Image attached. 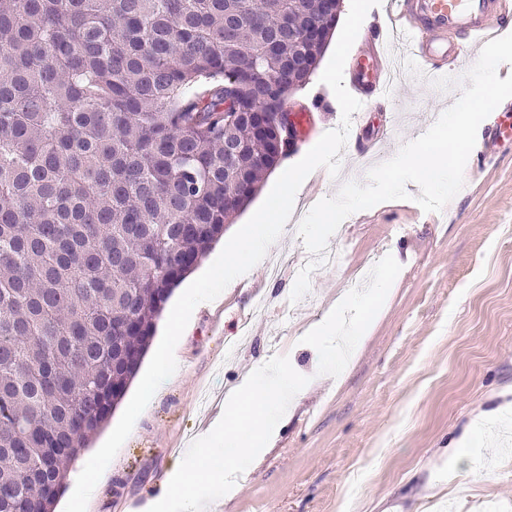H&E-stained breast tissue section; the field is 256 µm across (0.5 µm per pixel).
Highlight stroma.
Instances as JSON below:
<instances>
[{
	"mask_svg": "<svg viewBox=\"0 0 512 512\" xmlns=\"http://www.w3.org/2000/svg\"><path fill=\"white\" fill-rule=\"evenodd\" d=\"M478 51L450 63L454 85L429 91L418 63L402 58L387 102L391 140L375 155L352 145L341 162L366 182L369 170L425 133L459 97ZM317 104L290 167L340 126L330 87L312 76L300 91ZM408 199L348 216L328 242L340 261L313 267L285 225L248 279L212 306L195 308L177 344L178 368L89 498L87 512H147L190 443L224 407L242 377L285 355L308 385L279 431L239 477L221 512H485L512 505V140L492 150L481 175L439 212ZM392 279L350 362L324 369L331 345L307 332L329 322L338 300L369 292L368 277ZM505 412L479 437L482 459L449 463L480 412Z\"/></svg>",
	"mask_w": 512,
	"mask_h": 512,
	"instance_id": "1",
	"label": "stroma"
}]
</instances>
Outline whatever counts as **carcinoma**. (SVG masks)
I'll return each mask as SVG.
<instances>
[{"label": "carcinoma", "mask_w": 512, "mask_h": 512, "mask_svg": "<svg viewBox=\"0 0 512 512\" xmlns=\"http://www.w3.org/2000/svg\"><path fill=\"white\" fill-rule=\"evenodd\" d=\"M336 24L322 0H0V512H52Z\"/></svg>", "instance_id": "carcinoma-1"}]
</instances>
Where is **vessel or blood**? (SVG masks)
<instances>
[{
  "label": "vessel or blood",
  "instance_id": "1",
  "mask_svg": "<svg viewBox=\"0 0 512 512\" xmlns=\"http://www.w3.org/2000/svg\"><path fill=\"white\" fill-rule=\"evenodd\" d=\"M511 25L512 0H395L384 29L357 54L350 92L368 110L386 98L395 77L394 37H405L410 54L433 76L461 45L491 39Z\"/></svg>",
  "mask_w": 512,
  "mask_h": 512
}]
</instances>
